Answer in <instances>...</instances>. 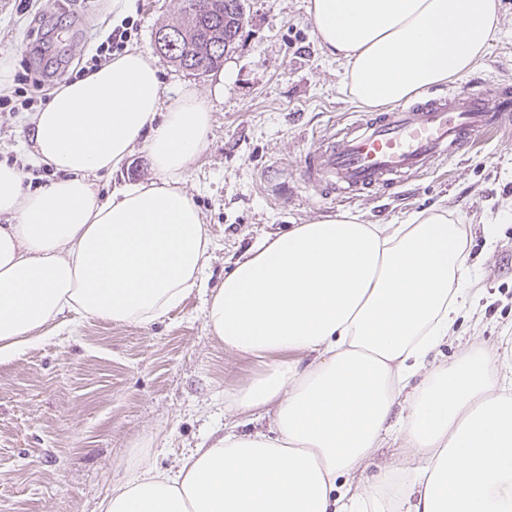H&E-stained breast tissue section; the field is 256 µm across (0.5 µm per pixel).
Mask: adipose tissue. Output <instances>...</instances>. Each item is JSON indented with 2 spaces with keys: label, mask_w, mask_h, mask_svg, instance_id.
Instances as JSON below:
<instances>
[{
  "label": "adipose tissue",
  "mask_w": 512,
  "mask_h": 512,
  "mask_svg": "<svg viewBox=\"0 0 512 512\" xmlns=\"http://www.w3.org/2000/svg\"><path fill=\"white\" fill-rule=\"evenodd\" d=\"M320 46L368 107L473 72L502 32L497 0H308ZM159 68L131 49L61 85L32 118L36 191L0 163V363L67 314L144 325L201 287L212 243L182 182L211 111L187 89L164 102ZM143 146L154 176L109 198L93 180ZM462 226L440 209L401 224L347 214L263 238L211 293L226 350L266 364L224 408L228 423L176 469L137 465L104 512H512V377L497 353L431 354L463 308ZM406 413L393 418L396 404ZM411 478L359 469L388 440Z\"/></svg>",
  "instance_id": "obj_1"
}]
</instances>
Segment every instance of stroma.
Returning a JSON list of instances; mask_svg holds the SVG:
<instances>
[{
    "label": "stroma",
    "mask_w": 512,
    "mask_h": 512,
    "mask_svg": "<svg viewBox=\"0 0 512 512\" xmlns=\"http://www.w3.org/2000/svg\"><path fill=\"white\" fill-rule=\"evenodd\" d=\"M0 0V57L15 67L46 43V62L65 72L117 27L128 48L153 52L156 30L183 0ZM307 0H246L237 50L222 71L193 75L158 58L166 95L205 92L211 125L184 190L214 243L203 287L149 325L80 321L0 364V512H100L112 485L140 458L162 470L224 432V394L250 386L261 362L226 351L209 333L203 301L265 235L350 213L365 224H399L440 207L461 213L464 247L479 294L437 349L447 360L476 347H512V137H491L434 174L350 205L313 191L273 195V180L296 179L316 139L333 121L357 119L345 67L319 45ZM503 35L468 80L512 91V0H499ZM30 111L0 112V162H13L35 190L57 172L35 164ZM153 176L135 148L120 171L96 179L103 196Z\"/></svg>",
    "instance_id": "obj_1"
}]
</instances>
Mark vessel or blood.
<instances>
[{"label": "vessel or blood", "mask_w": 512, "mask_h": 512, "mask_svg": "<svg viewBox=\"0 0 512 512\" xmlns=\"http://www.w3.org/2000/svg\"><path fill=\"white\" fill-rule=\"evenodd\" d=\"M512 129V96L462 85L329 130L308 154L302 183L342 204L435 172L477 137Z\"/></svg>", "instance_id": "obj_1"}]
</instances>
